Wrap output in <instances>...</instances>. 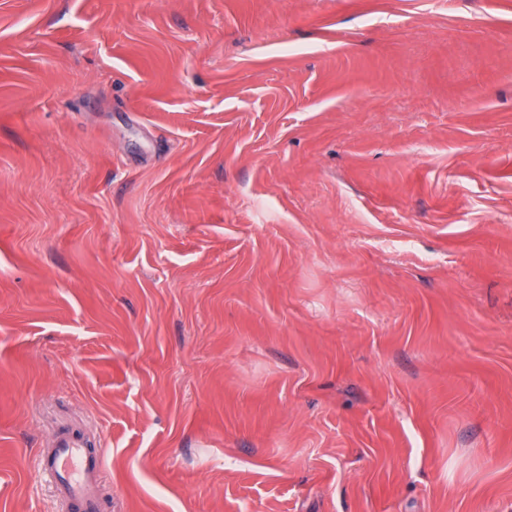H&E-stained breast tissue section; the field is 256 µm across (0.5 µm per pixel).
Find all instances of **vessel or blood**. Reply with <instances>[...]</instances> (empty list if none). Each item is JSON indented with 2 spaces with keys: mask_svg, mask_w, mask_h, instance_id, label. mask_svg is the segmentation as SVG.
<instances>
[{
  "mask_svg": "<svg viewBox=\"0 0 512 512\" xmlns=\"http://www.w3.org/2000/svg\"><path fill=\"white\" fill-rule=\"evenodd\" d=\"M41 467L55 484L63 512H102V461L97 449L69 429L54 432Z\"/></svg>",
  "mask_w": 512,
  "mask_h": 512,
  "instance_id": "vessel-or-blood-1",
  "label": "vessel or blood"
}]
</instances>
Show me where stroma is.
<instances>
[{"instance_id":"1","label":"stroma","mask_w":512,"mask_h":512,"mask_svg":"<svg viewBox=\"0 0 512 512\" xmlns=\"http://www.w3.org/2000/svg\"><path fill=\"white\" fill-rule=\"evenodd\" d=\"M512 512V0H0V512ZM67 428L54 432L41 468L55 484L64 512H103L99 451Z\"/></svg>"}]
</instances>
